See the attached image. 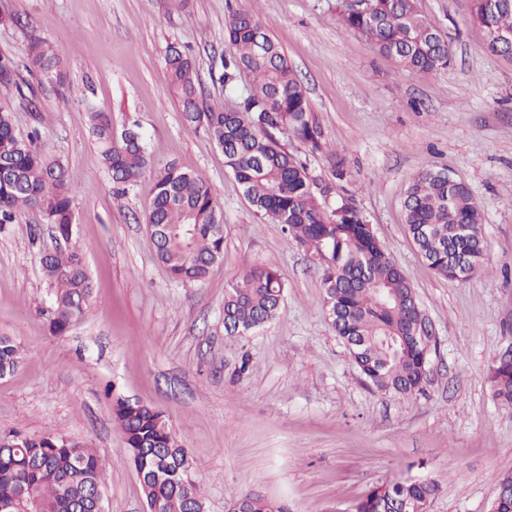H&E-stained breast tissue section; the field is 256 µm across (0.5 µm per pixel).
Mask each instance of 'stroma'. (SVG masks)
Listing matches in <instances>:
<instances>
[{"instance_id": "35a3bbf8", "label": "stroma", "mask_w": 512, "mask_h": 512, "mask_svg": "<svg viewBox=\"0 0 512 512\" xmlns=\"http://www.w3.org/2000/svg\"><path fill=\"white\" fill-rule=\"evenodd\" d=\"M337 0H0L28 29L0 24V54L23 61L27 32L63 53L66 78L34 105L0 97L18 133L63 159L74 188L77 241L93 282L84 321L50 328L40 257L56 245L34 209L0 229V335L21 362L0 378V433L86 441L107 463L106 512H145L113 399L165 414L188 448L204 512L258 492L288 512H348L395 477L440 486L429 512H489L499 474L512 472V407L493 396L489 368L512 348V58L486 49L470 0H420L447 37V70L399 69L345 30ZM258 10L356 183V206L410 280L435 345L425 393L372 389L323 311L319 257L259 218L204 129L183 123L165 67L170 43L189 47L200 91L233 105L218 76L225 19ZM134 128L153 163L201 171L219 195L224 258L200 282L177 283L157 260L146 216L154 182L117 196L85 124L84 99ZM434 164L464 181L484 219V267L440 277L408 234L403 199ZM272 265L285 284L276 318L246 337L224 332V290L243 269Z\"/></svg>"}]
</instances>
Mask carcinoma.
<instances>
[{"label": "carcinoma", "instance_id": "1", "mask_svg": "<svg viewBox=\"0 0 512 512\" xmlns=\"http://www.w3.org/2000/svg\"><path fill=\"white\" fill-rule=\"evenodd\" d=\"M339 23L367 37L383 55L404 70L440 72L452 60L447 38L422 12L419 0H367L353 6L338 0ZM470 19L487 35L486 47L512 58V47L492 33L512 31V2L491 9L471 0ZM227 54L219 80L236 86L237 76L252 75V86L231 109L200 100L192 57L171 45L165 55L171 90L185 126L204 129L224 152L227 170L243 189L255 214L280 224L296 242L315 250L323 261L324 312L333 331L351 345L352 360L375 390L411 397L425 391L428 359L434 344L421 335L426 316L409 279L388 256L363 213L344 189L351 173L318 117L304 85L259 15L231 12L225 20ZM25 67L51 84L62 77L61 50L46 38L28 34ZM15 91L32 101L18 79L17 65L0 55V95ZM86 124L102 165L117 192L125 195L141 176L151 173L155 193L147 229L157 259L176 282L205 279L224 256L221 202L199 172L175 163L157 167L142 134L118 133L112 113L84 106ZM285 130L305 154L334 160L333 183L312 182L306 158L288 150L276 137ZM38 131L18 135L11 110L0 109V226L14 223L23 209L38 210L66 247L45 252L41 264L48 283L52 332L62 335L83 321L90 308L92 280L82 250L74 243L73 188L61 159L38 145ZM406 225L421 258L438 275L463 280L469 269L482 268L483 216L465 183L448 180V171L423 167L411 179L404 199ZM285 286L268 265L246 271L224 290V329L246 336L273 320L284 301ZM21 350L0 336V377L14 371ZM494 397L512 406V358L490 368ZM114 420L125 434L129 459L144 471L141 487L146 512L203 510L200 484L183 465L189 450L179 443L163 413L141 402L119 398ZM105 488V465L89 444L65 442L63 436L30 435L13 430L0 435V512H20V490L32 491L41 512H71L93 487ZM496 512H512V472L496 479ZM431 480L397 478L374 485L351 512H427L439 493ZM226 512H286L284 506L251 492L231 497Z\"/></svg>", "mask_w": 512, "mask_h": 512}]
</instances>
